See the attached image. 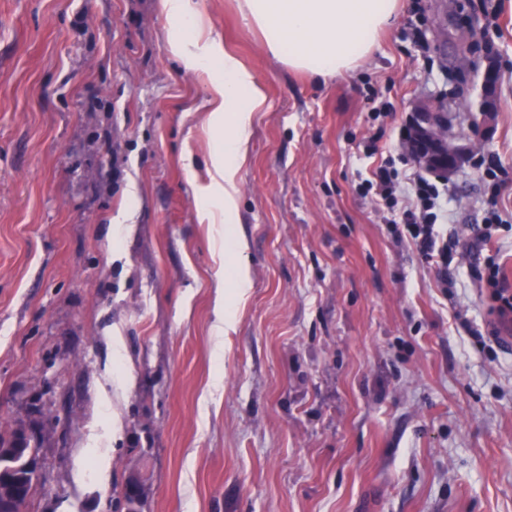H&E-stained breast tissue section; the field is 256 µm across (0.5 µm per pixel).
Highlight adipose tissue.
<instances>
[{
	"mask_svg": "<svg viewBox=\"0 0 512 512\" xmlns=\"http://www.w3.org/2000/svg\"><path fill=\"white\" fill-rule=\"evenodd\" d=\"M238 9L260 36L267 53L318 80L350 75L369 57L399 0H237ZM171 30L172 55L190 72L206 74L212 94L203 104L207 124L218 131L209 152L206 183L198 209L209 223L224 227V255L235 267L234 294L251 286L247 246L235 236L240 171L257 112L266 95L253 70L206 28L196 0H160Z\"/></svg>",
	"mask_w": 512,
	"mask_h": 512,
	"instance_id": "ef3b65f1",
	"label": "adipose tissue"
}]
</instances>
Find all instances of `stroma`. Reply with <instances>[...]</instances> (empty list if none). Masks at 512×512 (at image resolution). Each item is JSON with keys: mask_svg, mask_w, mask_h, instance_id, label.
<instances>
[{"mask_svg": "<svg viewBox=\"0 0 512 512\" xmlns=\"http://www.w3.org/2000/svg\"><path fill=\"white\" fill-rule=\"evenodd\" d=\"M198 2L267 96L235 226L252 287L224 340L232 270L189 180L210 85L170 53L158 0H0V432L38 447L24 512H119L133 471L143 512H512V346L478 281L493 257L512 286V0H402L326 84L269 56L236 0ZM426 100L453 139L484 133L437 179L436 230L464 256L445 271L367 189L388 158L402 184L419 172L399 149ZM501 74L496 66L489 65L481 76L482 94L479 102V110L486 117L495 112V93Z\"/></svg>", "mask_w": 512, "mask_h": 512, "instance_id": "obj_1", "label": "stroma"}]
</instances>
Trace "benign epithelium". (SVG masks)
I'll use <instances>...</instances> for the list:
<instances>
[{"label": "benign epithelium", "mask_w": 512, "mask_h": 512, "mask_svg": "<svg viewBox=\"0 0 512 512\" xmlns=\"http://www.w3.org/2000/svg\"><path fill=\"white\" fill-rule=\"evenodd\" d=\"M501 74L490 65L481 76L482 94L479 111L490 116L495 111V93ZM440 107L419 108L411 121L408 142L415 147L413 157L423 168L450 175L461 166L469 154L467 145H448V126Z\"/></svg>", "instance_id": "obj_1"}]
</instances>
